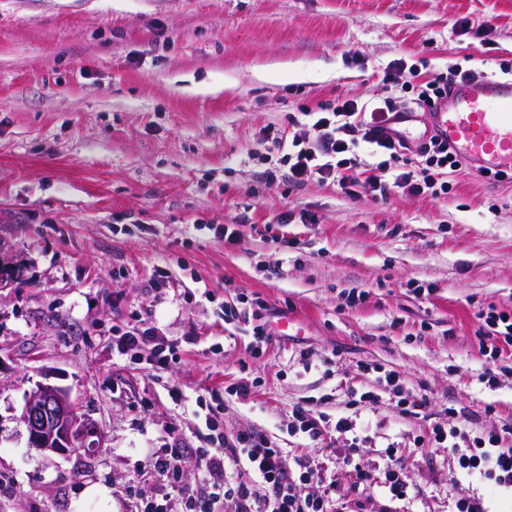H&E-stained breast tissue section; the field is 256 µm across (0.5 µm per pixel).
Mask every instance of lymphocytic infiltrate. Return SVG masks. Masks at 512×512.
<instances>
[{
  "label": "lymphocytic infiltrate",
  "instance_id": "obj_1",
  "mask_svg": "<svg viewBox=\"0 0 512 512\" xmlns=\"http://www.w3.org/2000/svg\"><path fill=\"white\" fill-rule=\"evenodd\" d=\"M477 72L459 66L448 68L432 80L420 84L417 94L397 102L385 97L369 105L347 100L336 105L303 109L302 114L314 130V138L297 132L266 134L262 140L268 157L288 167V180L302 184L311 179L337 181L350 197L367 188L372 198L387 199L399 187L411 186L416 195L439 197L449 190L446 175L465 167L446 140L432 135L418 146L395 130L396 116L431 104L447 94L449 86L462 79H477ZM369 146L376 161L363 163L359 150ZM481 345L491 356H500L512 347V315L479 312ZM463 412L449 408L446 422L436 424L428 437L418 438L419 448H444L457 458L462 468L484 472L499 486L512 489V434H493L482 438L471 435L463 426ZM206 446L197 448L200 476L196 485L181 484L179 463L182 449L150 459L151 472L168 476L172 493L184 504V512H224L225 503L235 512H339L330 491L303 492L300 484L286 472L280 449L252 432L243 430L232 450L224 448L223 424L216 415H206ZM251 474L257 484L269 487V495L253 498L247 487L232 485L224 471L225 459Z\"/></svg>",
  "mask_w": 512,
  "mask_h": 512
}]
</instances>
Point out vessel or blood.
<instances>
[{"mask_svg":"<svg viewBox=\"0 0 512 512\" xmlns=\"http://www.w3.org/2000/svg\"><path fill=\"white\" fill-rule=\"evenodd\" d=\"M428 118L473 172L512 174V78L455 84Z\"/></svg>","mask_w":512,"mask_h":512,"instance_id":"1","label":"vessel or blood"}]
</instances>
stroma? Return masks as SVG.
Here are the masks:
<instances>
[{"label": "stroma", "mask_w": 512, "mask_h": 512, "mask_svg": "<svg viewBox=\"0 0 512 512\" xmlns=\"http://www.w3.org/2000/svg\"><path fill=\"white\" fill-rule=\"evenodd\" d=\"M504 60L512 0H0V512H139L167 493L146 471L172 448L194 485L196 400L214 392L226 442L271 440L292 476L349 487L363 469L359 497L386 512L469 496L512 512V493L447 449L415 450L430 420L377 386L394 371L431 413L472 414L476 435L512 422V359L482 356L477 318L512 313V180L452 172L436 199H354L268 178L258 143L304 107L410 97L384 82L393 63L422 83ZM244 299L270 309L257 355L251 327L224 317ZM138 325L175 359L118 354L113 336ZM40 382L70 390L99 451L30 450L19 416ZM354 389L378 398L352 404ZM299 405L355 431L293 434Z\"/></svg>", "instance_id": "obj_1"}]
</instances>
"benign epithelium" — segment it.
I'll return each instance as SVG.
<instances>
[{
	"instance_id": "7a95c632",
	"label": "benign epithelium",
	"mask_w": 512,
	"mask_h": 512,
	"mask_svg": "<svg viewBox=\"0 0 512 512\" xmlns=\"http://www.w3.org/2000/svg\"><path fill=\"white\" fill-rule=\"evenodd\" d=\"M28 432L29 447L42 454L67 456L86 447L92 425L77 414L69 391L40 383L28 396L21 416Z\"/></svg>"
}]
</instances>
